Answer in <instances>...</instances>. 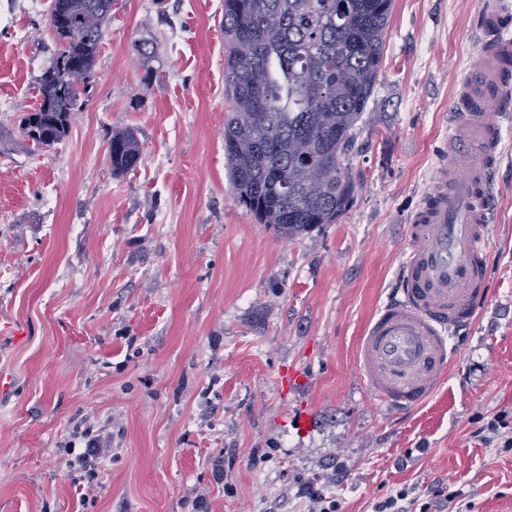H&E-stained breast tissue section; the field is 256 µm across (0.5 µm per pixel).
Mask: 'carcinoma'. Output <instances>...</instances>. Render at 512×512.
Returning <instances> with one entry per match:
<instances>
[{"mask_svg":"<svg viewBox=\"0 0 512 512\" xmlns=\"http://www.w3.org/2000/svg\"><path fill=\"white\" fill-rule=\"evenodd\" d=\"M115 0H53L58 50L23 133L50 147L84 105L73 77L93 76ZM393 0H224V154L237 202L294 239L334 224L353 200L343 167L372 95ZM112 171L136 166L141 143L111 134Z\"/></svg>","mask_w":512,"mask_h":512,"instance_id":"1","label":"carcinoma"}]
</instances>
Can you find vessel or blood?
<instances>
[{"label":"vessel or blood","instance_id":"vessel-or-blood-1","mask_svg":"<svg viewBox=\"0 0 512 512\" xmlns=\"http://www.w3.org/2000/svg\"><path fill=\"white\" fill-rule=\"evenodd\" d=\"M476 29L478 56L457 90L461 113L447 160L409 220L414 246L398 266V286L358 342L363 377L395 411L416 407L439 387L450 337L473 324L486 294L493 176L512 103V0H483Z\"/></svg>","mask_w":512,"mask_h":512}]
</instances>
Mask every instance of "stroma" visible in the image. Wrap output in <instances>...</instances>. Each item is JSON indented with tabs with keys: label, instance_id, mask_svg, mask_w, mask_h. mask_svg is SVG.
I'll use <instances>...</instances> for the list:
<instances>
[{
	"label": "stroma",
	"instance_id": "obj_1",
	"mask_svg": "<svg viewBox=\"0 0 512 512\" xmlns=\"http://www.w3.org/2000/svg\"><path fill=\"white\" fill-rule=\"evenodd\" d=\"M51 3L0 0V512H314L307 486L341 512L403 488L425 512L440 479V512H512V123L489 291L446 380L398 414L356 364L443 160L481 0H394L343 158L353 202L292 240L233 194L224 0H117L83 108L39 147L19 120L54 62ZM118 130L142 156L117 175ZM76 421L111 450L91 494L64 449Z\"/></svg>",
	"mask_w": 512,
	"mask_h": 512
}]
</instances>
